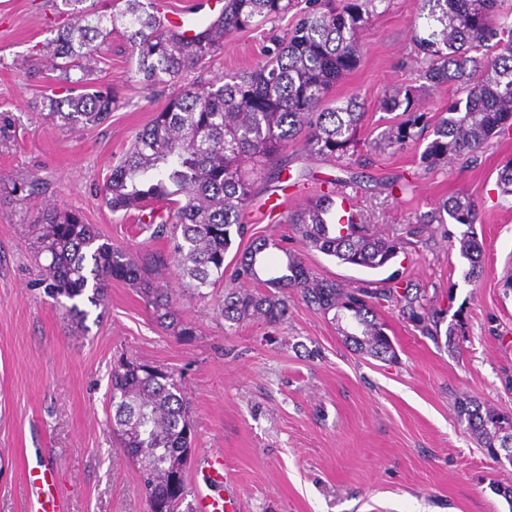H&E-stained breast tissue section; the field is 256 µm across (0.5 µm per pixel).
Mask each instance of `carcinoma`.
Returning <instances> with one entry per match:
<instances>
[{"mask_svg":"<svg viewBox=\"0 0 512 512\" xmlns=\"http://www.w3.org/2000/svg\"><path fill=\"white\" fill-rule=\"evenodd\" d=\"M50 2L56 37L43 50L55 85L66 95L46 94L39 105L50 122L73 129L103 124L116 107L112 92L96 88L92 75L118 28L129 45L136 82L155 93L202 68L222 50L226 37L299 9L297 22L285 36L273 38L275 47L251 70L196 80L168 96L99 188L102 202L114 213L163 204L165 212L149 213L140 229L151 240L169 239L168 252L116 247L82 214L58 206L41 210L25 225L29 248L49 259L39 267L48 295L73 301L65 310L73 332H86L88 315L74 300L85 295L92 305H103L117 280L140 294L164 331L189 339L195 330L175 310L174 289L159 272L177 269L186 289L208 298L206 289L224 282V260L233 242L248 234L245 217L262 192L258 184L281 182L288 151L333 163L353 153L364 103L353 96L331 107L327 98L357 65L361 34L387 0H305L303 7L300 0H224L219 14L191 36L161 26L153 0ZM410 5L423 88L434 93L453 86L456 95L430 124L409 89L385 90L380 106L398 113V120L369 149L401 150L431 126L433 139L420 156L424 170L452 158L474 162L492 139L512 135V12L501 11L499 0H410ZM247 164L261 181L243 173ZM336 186L328 182L286 211L281 223L311 250L370 270L384 267L400 242L369 232L360 221L333 223ZM497 186L512 194V158L500 167ZM39 191L38 182L27 180L13 185L11 195L24 205ZM448 218L467 227L461 255L469 262L467 278H480L484 246L472 231L479 220L472 197L458 192L420 223L444 224ZM270 249L284 254L285 269L262 279L259 272ZM230 280L218 303L224 321L277 325L288 315L292 290L329 317L346 347L382 362L397 359L379 317L386 305L423 336L436 342L445 338L450 353L465 335L461 318L441 331L445 311L429 305L416 285L348 287L319 276L282 239H252L236 252ZM110 382L111 432L140 476H148V512H180L193 432L180 381L159 366L121 359L112 366ZM454 410L489 457L512 448V435L503 434L512 429V414L471 397L458 399Z\"/></svg>","mask_w":512,"mask_h":512,"instance_id":"1","label":"carcinoma"}]
</instances>
